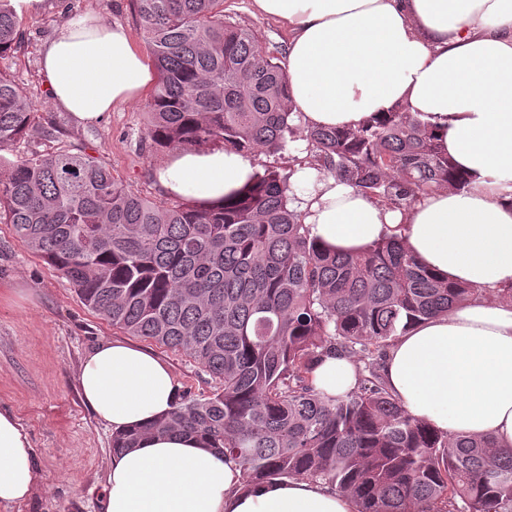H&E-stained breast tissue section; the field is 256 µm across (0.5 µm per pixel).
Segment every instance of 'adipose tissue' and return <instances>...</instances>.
Listing matches in <instances>:
<instances>
[{
	"label": "adipose tissue",
	"mask_w": 512,
	"mask_h": 512,
	"mask_svg": "<svg viewBox=\"0 0 512 512\" xmlns=\"http://www.w3.org/2000/svg\"><path fill=\"white\" fill-rule=\"evenodd\" d=\"M287 27L289 104L307 128H358L395 107L432 124L461 186L419 195L398 210L297 166L291 179L309 237L358 253L395 235L419 264L476 296L409 326L381 369L414 418L447 434L512 448V0H252ZM53 102L76 123L102 120L153 79L126 29L92 15L69 21L42 49ZM257 171L233 148L174 150L156 178L170 196L218 201ZM317 390H355L343 355L314 364ZM83 402L113 433L141 430L108 466L104 512H356L352 498L298 478L246 484L230 457L199 438L149 432L183 399L151 349L100 342L84 357ZM37 480L29 437L0 408V512L27 502Z\"/></svg>",
	"instance_id": "adipose-tissue-1"
}]
</instances>
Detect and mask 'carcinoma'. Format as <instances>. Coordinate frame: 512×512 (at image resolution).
Returning a JSON list of instances; mask_svg holds the SVG:
<instances>
[{"label": "carcinoma", "mask_w": 512, "mask_h": 512, "mask_svg": "<svg viewBox=\"0 0 512 512\" xmlns=\"http://www.w3.org/2000/svg\"><path fill=\"white\" fill-rule=\"evenodd\" d=\"M133 5L158 72L148 148L277 154L295 137L284 70L226 17L224 0ZM24 39L11 0H0V56ZM36 115L0 72V152L28 136ZM303 140L323 174L392 208L463 183L432 126L403 108ZM289 180L267 167L219 205H164L79 147L31 151L0 164V224L112 326L185 353L210 376L209 395L184 393L149 430L202 437L248 483L320 480L357 512H512V449L433 431L380 374L402 330L474 289L436 279L396 236L355 255L317 248L289 207ZM333 353L358 364L359 384L327 398L309 373Z\"/></svg>", "instance_id": "cac0c4a2"}]
</instances>
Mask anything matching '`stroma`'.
I'll list each match as a JSON object with an SVG mask.
<instances>
[{
	"mask_svg": "<svg viewBox=\"0 0 512 512\" xmlns=\"http://www.w3.org/2000/svg\"><path fill=\"white\" fill-rule=\"evenodd\" d=\"M224 12L250 27L267 52L283 57L287 31L252 14L250 0H224ZM87 14L107 24H122L132 45L148 53L132 0H43L39 10L22 17L21 48L0 57V72L27 89L38 108V129L13 151L82 147L130 191L169 203L156 180L165 155L142 143L146 99L119 105L99 122L78 124L50 98L42 47L60 25ZM47 123L56 126L57 137L40 133V126ZM124 337L122 330L83 303L59 271L26 250L10 225L0 224V407L19 418L38 466L34 496L13 512H102L100 495L112 457V432L83 403L77 374L84 356L100 341ZM154 351L183 389L195 395L209 392L210 377L193 359L160 345Z\"/></svg>",
	"mask_w": 512,
	"mask_h": 512,
	"instance_id": "stroma-1",
	"label": "stroma"
}]
</instances>
